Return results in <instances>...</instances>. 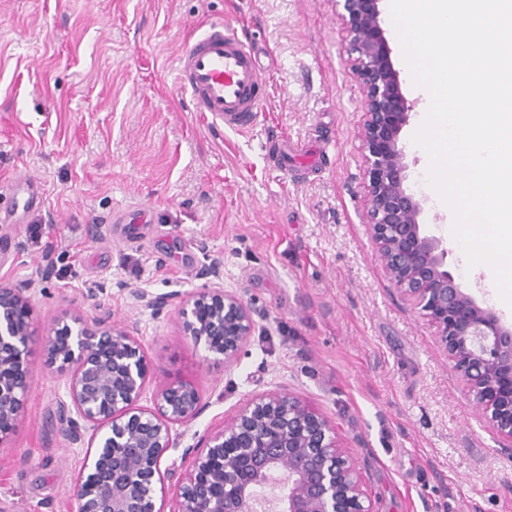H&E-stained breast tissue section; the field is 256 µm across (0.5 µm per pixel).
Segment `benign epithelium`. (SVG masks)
Wrapping results in <instances>:
<instances>
[{
    "mask_svg": "<svg viewBox=\"0 0 512 512\" xmlns=\"http://www.w3.org/2000/svg\"><path fill=\"white\" fill-rule=\"evenodd\" d=\"M355 70L364 89L360 137L368 178L365 206L379 258L396 289L437 327L469 392L497 433L512 439V324L478 301L448 268V245L421 222L424 199L409 186L402 132L416 103L402 91L383 27L381 0H341ZM29 281L0 280V443L21 420L29 388L21 370L31 344L72 372L71 404L59 420L80 441L71 412L98 426L74 488L78 512H161L155 487L172 447L170 425L203 409L190 383L158 388L157 411L133 408L146 380L144 351L104 312L36 330ZM182 328L196 345L231 364L253 335L248 306L219 283L185 296ZM183 479L177 512H371L353 459L335 429L297 397L266 394L207 435ZM280 492L264 494L268 487Z\"/></svg>",
    "mask_w": 512,
    "mask_h": 512,
    "instance_id": "7a95c632",
    "label": "benign epithelium"
}]
</instances>
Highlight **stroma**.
Listing matches in <instances>:
<instances>
[{
    "mask_svg": "<svg viewBox=\"0 0 512 512\" xmlns=\"http://www.w3.org/2000/svg\"><path fill=\"white\" fill-rule=\"evenodd\" d=\"M340 13L336 0H0V191L30 178L36 196L0 220V278L33 282L41 329L109 309L144 349L136 408L154 409L159 381L196 386L203 412L172 425L161 459L162 512L178 508L190 448L272 392L330 421L373 512H512V440L370 234L364 91ZM220 18L251 35L264 70L246 132L194 111L176 79L186 42ZM132 208L147 223H114ZM214 282L256 323L231 364L181 326L183 294ZM25 361L0 512H77L95 428L67 438L70 372L37 346Z\"/></svg>",
    "mask_w": 512,
    "mask_h": 512,
    "instance_id": "1",
    "label": "stroma"
}]
</instances>
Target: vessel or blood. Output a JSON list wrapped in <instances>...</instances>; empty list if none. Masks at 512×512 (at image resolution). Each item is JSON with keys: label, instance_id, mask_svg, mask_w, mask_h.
<instances>
[{"label": "vessel or blood", "instance_id": "obj_1", "mask_svg": "<svg viewBox=\"0 0 512 512\" xmlns=\"http://www.w3.org/2000/svg\"><path fill=\"white\" fill-rule=\"evenodd\" d=\"M180 84L196 111L208 112L224 127L250 129L265 94L261 65L236 28L214 22L188 42L181 56Z\"/></svg>", "mask_w": 512, "mask_h": 512}]
</instances>
